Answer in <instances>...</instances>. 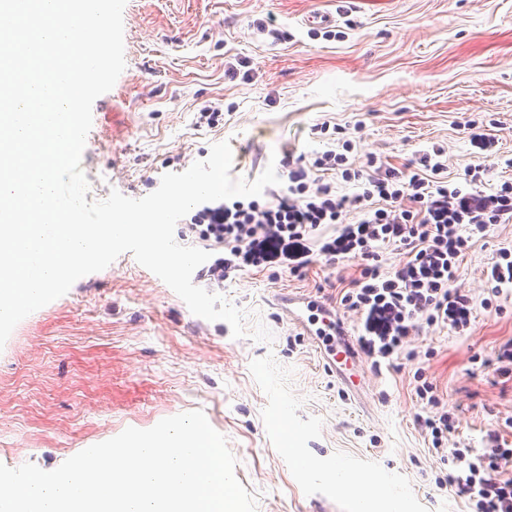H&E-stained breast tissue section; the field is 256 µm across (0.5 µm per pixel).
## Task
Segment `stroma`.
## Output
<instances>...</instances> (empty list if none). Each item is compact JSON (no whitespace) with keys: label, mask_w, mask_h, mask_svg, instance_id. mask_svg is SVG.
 I'll use <instances>...</instances> for the list:
<instances>
[{"label":"stroma","mask_w":512,"mask_h":512,"mask_svg":"<svg viewBox=\"0 0 512 512\" xmlns=\"http://www.w3.org/2000/svg\"><path fill=\"white\" fill-rule=\"evenodd\" d=\"M329 13L330 28L305 26ZM274 22L285 40L260 29ZM126 67L92 106L81 168L88 200L111 190L154 192L163 174L229 142L231 176L257 178L270 158L333 148L312 128H343L349 158L372 153L400 169L439 145L449 178L477 164L465 123H488L512 157V0H127ZM335 30L326 38V30ZM223 112L216 126L203 113ZM512 246V223L492 227L460 266L459 287L485 296L484 271ZM356 262L316 260L301 275L249 269L210 285L263 323L272 341L233 338L228 323L191 313L161 279L122 253L17 324L0 348V464L59 467L134 427L203 411L227 439L256 512H470L439 488V467L414 425L415 365L375 372L358 389L329 371L318 344L277 295H319L347 333L336 302ZM505 313L477 308L469 335L424 329L428 373L456 439L475 448L512 417V380L477 368L512 337Z\"/></svg>","instance_id":"35a3bbf8"}]
</instances>
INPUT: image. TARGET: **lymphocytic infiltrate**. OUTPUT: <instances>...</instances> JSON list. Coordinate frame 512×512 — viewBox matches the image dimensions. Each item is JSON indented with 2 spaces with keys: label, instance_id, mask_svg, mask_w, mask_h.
I'll use <instances>...</instances> for the list:
<instances>
[{
  "label": "lymphocytic infiltrate",
  "instance_id": "lymphocytic-infiltrate-1",
  "mask_svg": "<svg viewBox=\"0 0 512 512\" xmlns=\"http://www.w3.org/2000/svg\"><path fill=\"white\" fill-rule=\"evenodd\" d=\"M352 148L343 141L341 150L315 154L306 165L284 155L285 187L265 189L261 201L200 204L185 230L210 251L197 276L212 284H223L234 271L277 263L295 275L316 253L331 266L356 261L359 275L343 289L340 304L354 313L359 348L378 371L392 368L402 355L417 359L409 345L423 326L462 336L477 308L502 313V300L512 298V247L497 249L486 270L488 298L474 301L456 282L476 240L493 225L512 223V180L482 190L486 168L478 164L449 181L440 146L401 171L374 156L356 167L347 156ZM332 173L353 184L354 193L338 194L325 180ZM389 249L403 259L386 271L382 257ZM414 379L422 404L415 424L446 469L439 487L452 490L473 512H512V417L490 431L484 447H469L454 440L456 420L425 369L417 368Z\"/></svg>",
  "mask_w": 512,
  "mask_h": 512
}]
</instances>
